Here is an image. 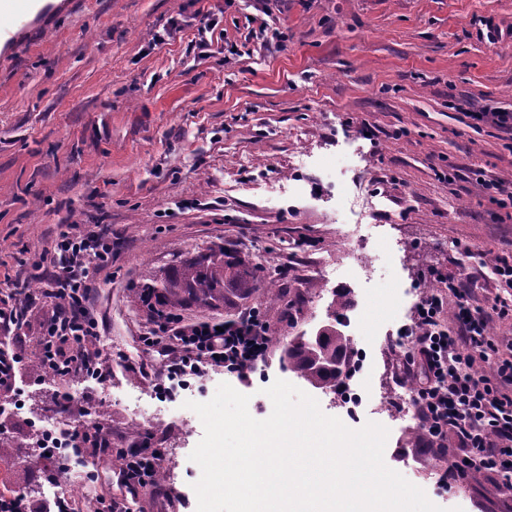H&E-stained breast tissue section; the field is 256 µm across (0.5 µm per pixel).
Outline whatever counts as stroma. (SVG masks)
<instances>
[{"label":"stroma","instance_id":"35a3bbf8","mask_svg":"<svg viewBox=\"0 0 512 512\" xmlns=\"http://www.w3.org/2000/svg\"><path fill=\"white\" fill-rule=\"evenodd\" d=\"M261 4L280 17L286 50L251 40ZM201 10L218 21L204 44L193 27ZM173 24L178 33L163 38ZM462 97L512 112V0H79L0 55V263L19 275L63 225H110L112 281L95 304L113 354L110 380L47 388L30 354L52 305L30 307L23 335L0 328V346L21 358L14 396L0 395V475L38 490L35 512H50L55 496L26 460L30 418L98 424L116 449L151 435L180 482L165 496L132 495L105 477L89 497L196 512L201 469L189 455L203 426L187 402L225 382L263 420V390L283 379L344 418L283 359L293 340L334 323L343 295L344 332L366 353L367 402L347 426L385 425L386 464L446 512H512L496 475L439 483L442 462L419 453L412 405L396 406L410 389L397 379L394 340L425 287L512 257V208L470 178L477 166L512 176V135L467 127L451 106ZM452 165L460 177L448 184L439 175ZM218 246L274 273L281 302L229 288L223 303L180 311L227 320L260 309L269 357L248 382L212 372L162 397L139 370L163 354L139 343L156 314L137 293L147 274ZM346 247L363 266L336 264Z\"/></svg>","mask_w":512,"mask_h":512}]
</instances>
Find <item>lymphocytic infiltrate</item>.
I'll list each match as a JSON object with an SVG mask.
<instances>
[{
    "label": "lymphocytic infiltrate",
    "mask_w": 512,
    "mask_h": 512,
    "mask_svg": "<svg viewBox=\"0 0 512 512\" xmlns=\"http://www.w3.org/2000/svg\"><path fill=\"white\" fill-rule=\"evenodd\" d=\"M112 231L99 224H69L51 246L35 254L29 280L37 289L23 288L0 299V327L19 332L35 298L51 301L54 312L43 329L41 369L65 378L91 377L107 381L112 354L100 346L104 325L93 301L95 288L110 282ZM471 277L450 280L446 289L424 296L417 304L414 328L402 354L404 381L410 382L413 406L426 450L442 452L456 436L463 459L449 460L442 483L456 484L468 475L498 474L512 487V354L504 355L489 337L493 319L512 317V303L497 296L489 307L473 305ZM452 322H445V314ZM141 342L161 348L166 359L163 380L183 381L222 369L247 378L268 357V326L255 309L216 324L189 321L183 314L158 310L154 327ZM491 365L492 375L481 373ZM121 484L136 490L157 487L164 461L161 449L142 437L120 449Z\"/></svg>",
    "instance_id": "lymphocytic-infiltrate-1"
}]
</instances>
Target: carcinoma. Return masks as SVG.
Here are the masks:
<instances>
[{
	"mask_svg": "<svg viewBox=\"0 0 512 512\" xmlns=\"http://www.w3.org/2000/svg\"><path fill=\"white\" fill-rule=\"evenodd\" d=\"M264 287L266 303L278 300L274 281L259 285L256 270L245 261L227 254L224 249H214L206 254L187 259L162 278L150 274L141 286L139 298L174 309L186 299L214 305L224 301V291L233 288L248 297ZM352 345L350 338L336 331L334 326L324 328L318 340L298 337L285 350L288 367L316 388L335 389L346 372Z\"/></svg>",
	"mask_w": 512,
	"mask_h": 512,
	"instance_id": "carcinoma-1",
	"label": "carcinoma"
}]
</instances>
